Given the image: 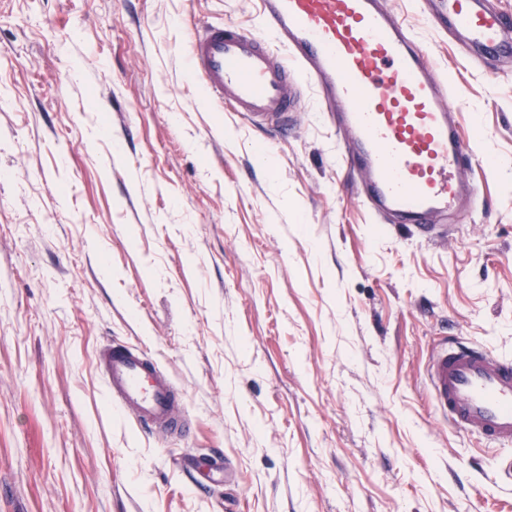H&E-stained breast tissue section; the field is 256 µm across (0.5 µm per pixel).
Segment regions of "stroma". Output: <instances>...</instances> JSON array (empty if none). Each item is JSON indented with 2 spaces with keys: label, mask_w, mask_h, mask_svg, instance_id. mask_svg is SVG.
Masks as SVG:
<instances>
[{
  "label": "stroma",
  "mask_w": 512,
  "mask_h": 512,
  "mask_svg": "<svg viewBox=\"0 0 512 512\" xmlns=\"http://www.w3.org/2000/svg\"><path fill=\"white\" fill-rule=\"evenodd\" d=\"M383 2L478 158L439 240L378 223L314 85L282 137L210 106L189 25L258 0H0V512H512V446L426 378L447 336L512 355V59ZM113 341L181 388L164 434ZM98 366L112 403L128 418L153 433L172 424L179 389L170 374L147 352L121 343H108L98 353Z\"/></svg>",
  "instance_id": "1"
}]
</instances>
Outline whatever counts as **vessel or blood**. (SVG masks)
<instances>
[{
    "label": "vessel or blood",
    "mask_w": 512,
    "mask_h": 512,
    "mask_svg": "<svg viewBox=\"0 0 512 512\" xmlns=\"http://www.w3.org/2000/svg\"><path fill=\"white\" fill-rule=\"evenodd\" d=\"M425 15L438 30L464 31L471 49L512 57V17L474 0H434ZM261 27L231 22L192 25L187 65L208 97L241 119L284 132L302 80L319 88L325 111H339L347 132L343 160L364 174L369 209L413 225L427 239L463 191L461 174L475 154L448 110L423 47L381 0H260ZM98 366L113 404L141 427L164 433L179 389L147 352L104 345ZM431 399L442 417L498 446L512 445V356L475 341L444 340L427 368Z\"/></svg>",
    "instance_id": "1"
}]
</instances>
